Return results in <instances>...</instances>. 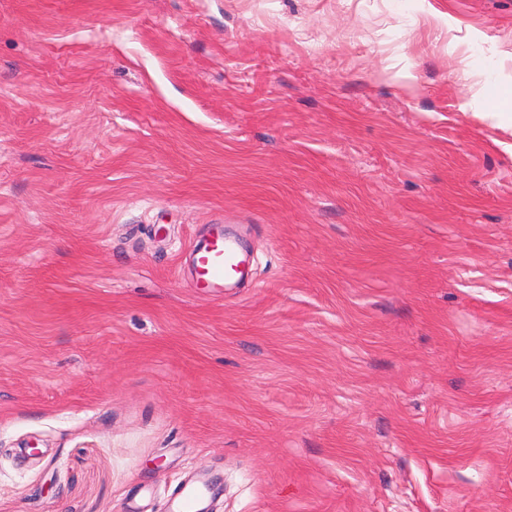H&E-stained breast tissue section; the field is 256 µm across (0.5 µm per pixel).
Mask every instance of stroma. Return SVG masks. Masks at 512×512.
<instances>
[{
	"label": "stroma",
	"mask_w": 512,
	"mask_h": 512,
	"mask_svg": "<svg viewBox=\"0 0 512 512\" xmlns=\"http://www.w3.org/2000/svg\"><path fill=\"white\" fill-rule=\"evenodd\" d=\"M198 477L512 512V0H0V512ZM192 263L191 284L220 292L242 276L246 257L240 251L237 238L224 228L216 227L209 237L194 243Z\"/></svg>",
	"instance_id": "stroma-1"
}]
</instances>
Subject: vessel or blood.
Here are the masks:
<instances>
[{
	"label": "vessel or blood",
	"mask_w": 512,
	"mask_h": 512,
	"mask_svg": "<svg viewBox=\"0 0 512 512\" xmlns=\"http://www.w3.org/2000/svg\"><path fill=\"white\" fill-rule=\"evenodd\" d=\"M192 263V284L219 292L242 276L246 258L239 248L237 238L218 227L209 237L194 243ZM205 491L206 486L202 483L184 485L175 497L176 512H199Z\"/></svg>",
	"instance_id": "b4317fda"
}]
</instances>
